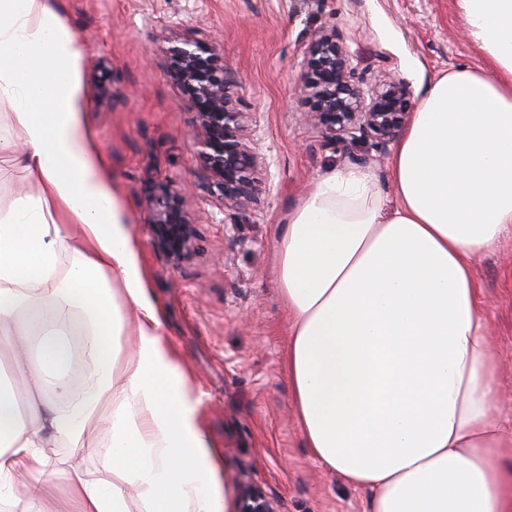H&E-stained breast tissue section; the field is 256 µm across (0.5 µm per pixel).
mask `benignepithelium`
<instances>
[{"label":"benign epithelium","instance_id":"obj_1","mask_svg":"<svg viewBox=\"0 0 512 512\" xmlns=\"http://www.w3.org/2000/svg\"><path fill=\"white\" fill-rule=\"evenodd\" d=\"M174 60V78L196 114L191 137L210 187L224 205L242 206L260 193L259 153L246 135V113L240 111L232 85L224 79V55L193 32L165 49ZM301 89L307 104L304 120L323 135L356 142L370 134L390 142L408 117L411 91L406 82L388 77L365 85L355 73L346 47L326 26L309 40L304 52ZM190 187L159 183L149 200L146 223L152 244L174 262L190 252L194 229L183 201ZM244 512H277L261 490L245 492Z\"/></svg>","mask_w":512,"mask_h":512}]
</instances>
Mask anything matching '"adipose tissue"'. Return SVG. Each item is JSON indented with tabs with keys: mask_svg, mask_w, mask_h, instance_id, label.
I'll use <instances>...</instances> for the list:
<instances>
[{
	"mask_svg": "<svg viewBox=\"0 0 512 512\" xmlns=\"http://www.w3.org/2000/svg\"><path fill=\"white\" fill-rule=\"evenodd\" d=\"M480 68L422 93L380 187L332 168L277 238L285 370L310 452L366 512H512V427L473 276L512 232V0H456ZM82 43L52 0H0V104L36 191L0 213V512H230L198 398L86 135ZM107 425L111 480L48 449Z\"/></svg>",
	"mask_w": 512,
	"mask_h": 512,
	"instance_id": "adipose-tissue-1",
	"label": "adipose tissue"
}]
</instances>
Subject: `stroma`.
I'll use <instances>...</instances> for the list:
<instances>
[{
  "label": "stroma",
  "mask_w": 512,
  "mask_h": 512,
  "mask_svg": "<svg viewBox=\"0 0 512 512\" xmlns=\"http://www.w3.org/2000/svg\"><path fill=\"white\" fill-rule=\"evenodd\" d=\"M62 24L84 45L83 122L125 208L139 262L164 310L165 334L191 390L199 423L226 475L232 512L253 486L281 512H364V491L340 483L305 447L283 359L287 319L276 289L275 236L318 176L364 165L390 179L392 144L367 137L332 141L302 118L304 51L321 27L335 28L359 77L396 76L411 92L461 66L481 67L455 0H59ZM203 30L224 66L263 157L257 201L225 207L187 137L195 122L162 53L168 42ZM157 181L193 184L184 208L195 238L173 263L151 244L146 201ZM494 339L496 386L512 421V239L475 264ZM73 454L50 449L46 475L65 497L70 459L91 478L112 476L106 434Z\"/></svg>",
  "instance_id": "stroma-1"
}]
</instances>
